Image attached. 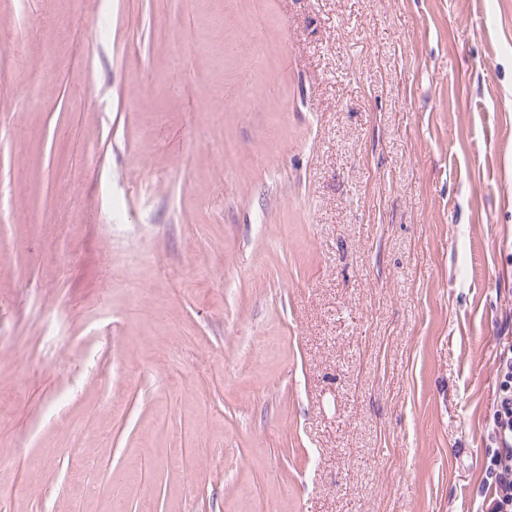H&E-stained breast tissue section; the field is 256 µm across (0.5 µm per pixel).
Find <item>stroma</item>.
I'll list each match as a JSON object with an SVG mask.
<instances>
[{
	"mask_svg": "<svg viewBox=\"0 0 512 512\" xmlns=\"http://www.w3.org/2000/svg\"><path fill=\"white\" fill-rule=\"evenodd\" d=\"M0 33V512H477L512 0H0Z\"/></svg>",
	"mask_w": 512,
	"mask_h": 512,
	"instance_id": "obj_1",
	"label": "stroma"
}]
</instances>
